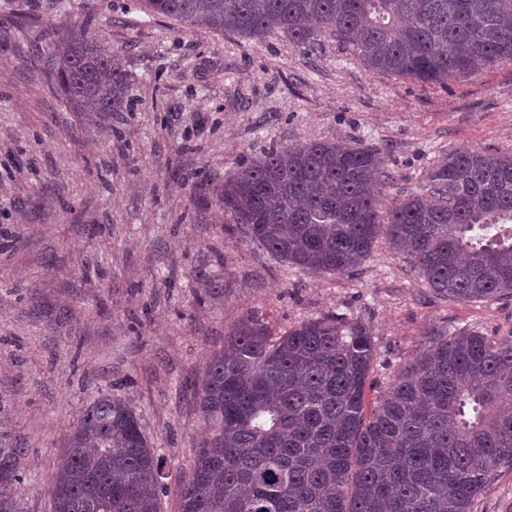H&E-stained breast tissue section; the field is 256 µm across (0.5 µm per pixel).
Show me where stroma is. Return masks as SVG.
<instances>
[{
	"label": "stroma",
	"instance_id": "obj_1",
	"mask_svg": "<svg viewBox=\"0 0 512 512\" xmlns=\"http://www.w3.org/2000/svg\"><path fill=\"white\" fill-rule=\"evenodd\" d=\"M79 25L127 75L126 107L101 124L65 106L47 61ZM314 140L378 148L391 207L448 154L512 150V62L430 85L375 74L333 39L312 57L276 33L148 16L141 0H0V450L24 451L26 512H52L71 427L104 394L135 408L161 512H178L201 435L194 388L245 317L277 334L361 319L371 401L433 331H512V298L437 296L386 239L353 272L317 275L231 234L224 183Z\"/></svg>",
	"mask_w": 512,
	"mask_h": 512
}]
</instances>
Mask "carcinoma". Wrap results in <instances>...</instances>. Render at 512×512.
<instances>
[{
    "label": "carcinoma",
    "mask_w": 512,
    "mask_h": 512,
    "mask_svg": "<svg viewBox=\"0 0 512 512\" xmlns=\"http://www.w3.org/2000/svg\"><path fill=\"white\" fill-rule=\"evenodd\" d=\"M147 12L317 53L330 36L372 72L443 83L512 61V0H144ZM65 102L104 121L127 91L119 55L80 25L51 47ZM373 148L310 141L240 167L218 200L245 240L317 274L352 272L379 237L443 298H512V152L463 150L428 170L425 195L385 210ZM375 356L362 320L334 313L280 336L245 318L195 392L202 436L179 512H473L512 470V332L430 335L365 417ZM23 449L0 451V512ZM161 463L125 400L72 426L52 512H161Z\"/></svg>",
    "instance_id": "1"
}]
</instances>
